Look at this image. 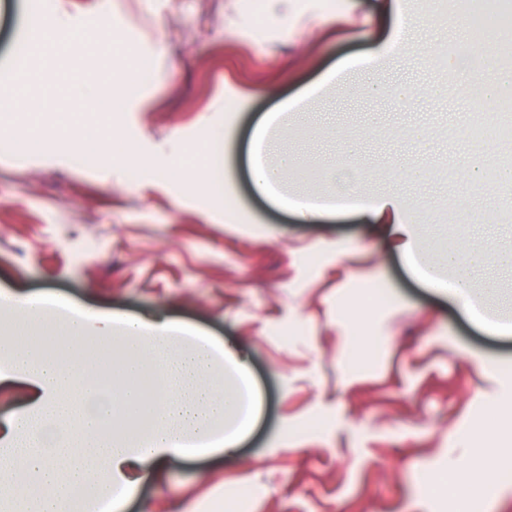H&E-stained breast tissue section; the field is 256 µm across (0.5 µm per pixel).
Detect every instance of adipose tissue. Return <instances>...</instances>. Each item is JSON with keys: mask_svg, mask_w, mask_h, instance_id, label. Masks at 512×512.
Returning a JSON list of instances; mask_svg holds the SVG:
<instances>
[{"mask_svg": "<svg viewBox=\"0 0 512 512\" xmlns=\"http://www.w3.org/2000/svg\"><path fill=\"white\" fill-rule=\"evenodd\" d=\"M379 10L390 21L389 33L373 50L338 69L344 78L384 64L395 48L410 39L419 19L403 0H382ZM483 34L472 33L469 57L448 68V88L462 96L492 101L501 85L478 80L473 61L498 68L483 52ZM299 100H283L256 122L251 140L254 191L290 210L299 222L313 224L334 215L338 205L358 211L365 223L381 225L412 273L442 295L453 298L481 328L512 335V316H490L485 299L500 294L497 280L475 287L478 271L497 266L512 270V249L480 242L447 246L426 253L422 239L435 232L426 221L424 202L408 201L396 191L360 197L356 191L291 195L282 176L266 162L272 129L283 127ZM14 323L12 334L0 337V384H27L34 405L0 422V512H123L139 485L160 482L166 467L196 456L233 454L259 414V401L249 362L236 346L217 340L167 315L126 316L81 311L79 318L49 319L45 296L0 294ZM39 331L55 335L52 347L20 343L18 334ZM112 346L119 352V379L150 383L153 410L137 414L140 395L123 391L108 401L85 376L78 355L86 349ZM112 424L111 433L101 429ZM484 428L465 430L469 448L455 449L448 478L460 500L481 491L477 468L490 466L497 451L478 447Z\"/></svg>", "mask_w": 512, "mask_h": 512, "instance_id": "adipose-tissue-1", "label": "adipose tissue"}]
</instances>
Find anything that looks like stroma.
Instances as JSON below:
<instances>
[{
	"instance_id": "stroma-1",
	"label": "stroma",
	"mask_w": 512,
	"mask_h": 512,
	"mask_svg": "<svg viewBox=\"0 0 512 512\" xmlns=\"http://www.w3.org/2000/svg\"><path fill=\"white\" fill-rule=\"evenodd\" d=\"M248 2L40 0L59 23L56 51L35 61L26 98L0 78V101L16 104L0 112V290L100 313L162 311L248 356L261 409L238 455L180 462L144 483L126 512L191 500L220 512L242 495L245 512H512V481L495 471L476 511L431 488L448 473L458 428L512 416V336L487 334L420 286L358 215L299 224L250 190L258 117L386 36L376 0H300L290 31L250 14ZM436 2L415 4L427 16L416 51L327 85L305 115L288 116L287 133H273L270 160L300 161L286 188L314 193L316 171L347 161V138L363 135L367 190L425 200L436 226L428 248L451 239L512 247V227L484 219L505 190L462 175L474 150L457 131L484 115L422 53L440 43L466 54V29L452 10L435 21ZM23 14L22 0H0V65L20 44ZM106 24L121 38L109 51L96 43ZM145 58L153 75L134 80L127 110L89 114L92 158L75 165L80 141L56 125L29 150V105L64 118L80 93L111 101L114 77ZM373 82L417 95L400 108L367 97ZM411 126L432 138L402 137ZM116 139L133 158L113 162ZM423 162L433 180L402 179ZM461 200L473 205L464 224Z\"/></svg>"
}]
</instances>
